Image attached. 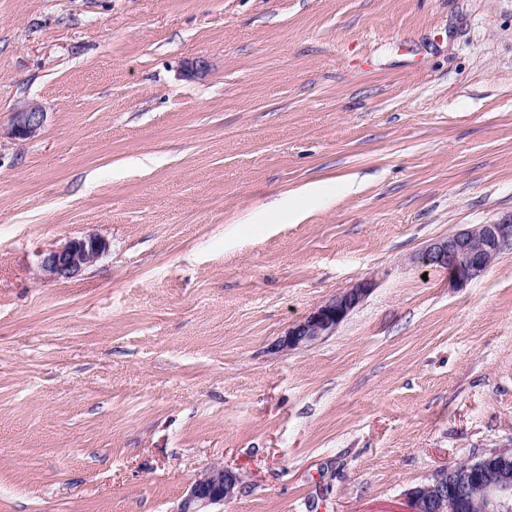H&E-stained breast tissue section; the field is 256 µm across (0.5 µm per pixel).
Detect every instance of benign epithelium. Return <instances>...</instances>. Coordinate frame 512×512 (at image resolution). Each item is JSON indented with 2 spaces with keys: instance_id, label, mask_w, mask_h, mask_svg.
Listing matches in <instances>:
<instances>
[{
  "instance_id": "7a95c632",
  "label": "benign epithelium",
  "mask_w": 512,
  "mask_h": 512,
  "mask_svg": "<svg viewBox=\"0 0 512 512\" xmlns=\"http://www.w3.org/2000/svg\"><path fill=\"white\" fill-rule=\"evenodd\" d=\"M45 120L46 113L38 104L26 103L11 113L10 134L18 139L31 138ZM508 246H512V215L438 239L426 246L421 260L446 269L449 284L463 288L483 274ZM107 251L106 238L90 234L40 251L39 265L48 279L69 280ZM371 287V281H362L314 308L288 329L279 347L291 350L330 335ZM239 484V475L224 465L210 466L190 484L177 512H213V507L234 496ZM409 500V512H462L475 500L481 512H512V448H500L474 461L438 470L427 484L411 493Z\"/></svg>"
}]
</instances>
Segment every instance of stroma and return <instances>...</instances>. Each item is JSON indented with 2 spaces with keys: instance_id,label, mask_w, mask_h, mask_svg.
<instances>
[{
  "instance_id": "obj_1",
  "label": "stroma",
  "mask_w": 512,
  "mask_h": 512,
  "mask_svg": "<svg viewBox=\"0 0 512 512\" xmlns=\"http://www.w3.org/2000/svg\"><path fill=\"white\" fill-rule=\"evenodd\" d=\"M510 212L512 0H0V512H176L214 463L221 512H407L512 447V249L419 260ZM46 114L36 103H26L13 110L10 117V134L14 138L34 137L43 127ZM507 246H512V215L435 240L423 250L421 260L447 269L449 284L462 288L483 274ZM107 251L106 238L90 234L40 251L39 265L48 279L69 280L81 274ZM371 287V281H362L314 308L288 329L280 339L279 347L291 350L329 336L349 312L363 301Z\"/></svg>"
}]
</instances>
